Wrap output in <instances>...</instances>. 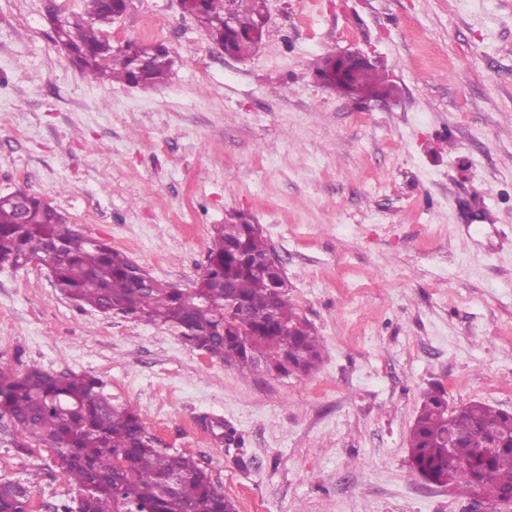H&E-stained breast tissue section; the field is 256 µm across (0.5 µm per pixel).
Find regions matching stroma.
I'll use <instances>...</instances> for the list:
<instances>
[{"instance_id": "stroma-1", "label": "stroma", "mask_w": 512, "mask_h": 512, "mask_svg": "<svg viewBox=\"0 0 512 512\" xmlns=\"http://www.w3.org/2000/svg\"><path fill=\"white\" fill-rule=\"evenodd\" d=\"M256 53L215 49L177 0H128L113 40L164 44L157 86L89 81L49 7L0 0V194L24 189L153 277L192 287L214 225L260 224L323 338L309 374L241 375L177 332L80 309L39 264L0 268V365L89 373L237 512H469L412 476L424 392L512 411V0H266ZM386 79L352 98L320 57ZM220 418L234 440L204 421ZM0 422V478L70 502ZM366 65H368L367 60L358 53L338 54L336 57L328 55L321 59L317 73L329 86L347 92V88L341 82L336 81V78L351 84V77L355 71ZM354 82L363 94H377L383 84L380 75L370 66L359 69L354 76Z\"/></svg>"}]
</instances>
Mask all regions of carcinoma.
<instances>
[{"label":"carcinoma","mask_w":512,"mask_h":512,"mask_svg":"<svg viewBox=\"0 0 512 512\" xmlns=\"http://www.w3.org/2000/svg\"><path fill=\"white\" fill-rule=\"evenodd\" d=\"M126 9L127 0H85L87 20L55 18L56 36L67 37L92 82L159 83L172 66L163 45L141 70L105 48L104 28ZM189 10L211 43L237 57L251 55L262 40L264 0H195ZM317 73L345 89L336 80L335 56L323 57ZM354 82L364 94L379 93L383 84L369 66L356 72ZM270 250L259 224H215L196 282L180 288L82 235L40 196L23 189L0 195V266L46 263L54 288L78 306L167 326L191 348L243 374L261 366L271 374H306L321 360L320 337L288 302V288L262 268ZM5 417L19 435L14 446L50 449L53 466L82 497L80 509L63 504L61 512H236L192 455L160 447L139 412L112 404L94 375L57 374L36 363L23 371L0 366V420ZM450 430L456 435L452 448ZM409 457L425 480L497 506L512 483V413L477 401L451 409L444 393L433 389L410 430ZM29 507L25 484L0 480V512Z\"/></svg>","instance_id":"carcinoma-1"}]
</instances>
